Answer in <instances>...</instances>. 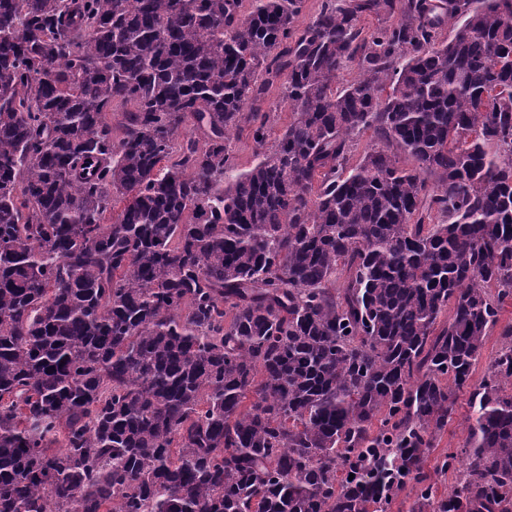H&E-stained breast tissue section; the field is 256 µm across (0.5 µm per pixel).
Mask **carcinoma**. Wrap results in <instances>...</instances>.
Returning <instances> with one entry per match:
<instances>
[{"instance_id":"1","label":"carcinoma","mask_w":512,"mask_h":512,"mask_svg":"<svg viewBox=\"0 0 512 512\" xmlns=\"http://www.w3.org/2000/svg\"><path fill=\"white\" fill-rule=\"evenodd\" d=\"M304 8L0 0V512H512V0ZM241 128L232 136V146L239 171L248 169L254 161L256 145L251 135V124L245 121ZM466 399L467 396L465 394L460 395V403L458 409L453 415L452 420L448 423V428L443 435L439 447L432 449V451L428 454L426 461L428 469H433L436 458L441 454V452H443L444 449L448 450V448H451L456 451L461 450V446L466 434L463 428V419L466 411Z\"/></svg>"}]
</instances>
